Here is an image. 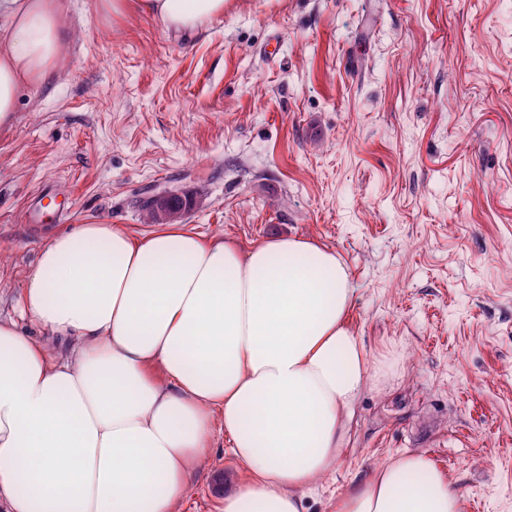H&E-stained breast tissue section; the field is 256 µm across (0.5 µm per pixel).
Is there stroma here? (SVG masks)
I'll list each match as a JSON object with an SVG mask.
<instances>
[{
    "instance_id": "obj_1",
    "label": "stroma",
    "mask_w": 512,
    "mask_h": 512,
    "mask_svg": "<svg viewBox=\"0 0 512 512\" xmlns=\"http://www.w3.org/2000/svg\"><path fill=\"white\" fill-rule=\"evenodd\" d=\"M65 4L66 53L0 128V318L55 235L138 236L142 197L193 195L206 236L335 250L389 368L307 512L409 452L462 512H512V0H225L194 32ZM226 446L181 512L243 478Z\"/></svg>"
}]
</instances>
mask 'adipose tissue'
<instances>
[{
	"instance_id": "ef3b65f1",
	"label": "adipose tissue",
	"mask_w": 512,
	"mask_h": 512,
	"mask_svg": "<svg viewBox=\"0 0 512 512\" xmlns=\"http://www.w3.org/2000/svg\"><path fill=\"white\" fill-rule=\"evenodd\" d=\"M195 29L224 0H140ZM61 0H0V126L66 45ZM335 252L276 237L240 251L167 224H78L45 245L19 304L65 351L0 320V507L179 512L218 436L247 472L220 512H304L381 375L347 324ZM332 512H459L421 454L351 481Z\"/></svg>"
}]
</instances>
